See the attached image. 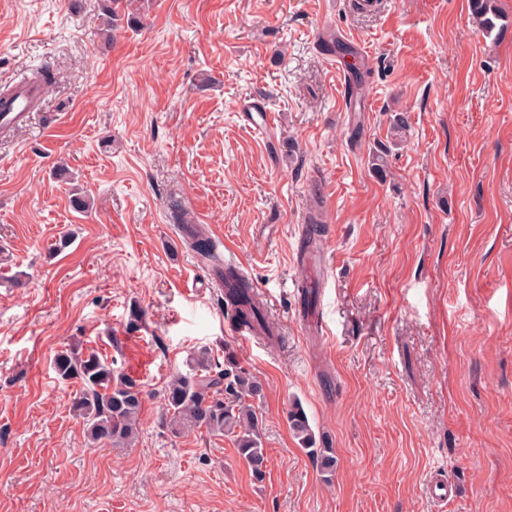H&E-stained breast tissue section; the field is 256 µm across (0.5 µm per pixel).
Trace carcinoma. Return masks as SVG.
Returning a JSON list of instances; mask_svg holds the SVG:
<instances>
[{
  "label": "carcinoma",
  "instance_id": "carcinoma-1",
  "mask_svg": "<svg viewBox=\"0 0 512 512\" xmlns=\"http://www.w3.org/2000/svg\"><path fill=\"white\" fill-rule=\"evenodd\" d=\"M109 3L106 25L111 28L122 20L128 3L127 0H109ZM469 7L479 20L484 37L498 40L504 35L508 24L497 0H469ZM224 303L233 309L237 322L270 327L248 284L240 283L230 289ZM52 368L60 380L80 384L73 410L83 419L89 441L108 443L115 448L134 444L145 399L144 385L139 378L114 368L113 362L94 351L85 353L74 348L59 351ZM263 397V385L233 352L225 351L220 363L203 348L191 359L190 371L174 376L166 385L163 392L166 422L176 435L197 428L233 437L253 479L261 482L266 476L267 457L256 402ZM288 423L316 465L333 474L337 465L335 450L317 442L300 403L291 405Z\"/></svg>",
  "mask_w": 512,
  "mask_h": 512
}]
</instances>
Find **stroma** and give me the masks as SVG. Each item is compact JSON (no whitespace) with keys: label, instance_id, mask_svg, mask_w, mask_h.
Listing matches in <instances>:
<instances>
[{"label":"stroma","instance_id":"stroma-1","mask_svg":"<svg viewBox=\"0 0 512 512\" xmlns=\"http://www.w3.org/2000/svg\"><path fill=\"white\" fill-rule=\"evenodd\" d=\"M498 4L493 40L469 0H137L140 28L109 35L106 0H0V85L42 63L56 77L26 127L0 129V512H512V0ZM246 97L272 134L244 126ZM315 210L325 271L306 300L290 255ZM192 220L234 246L276 339L235 335ZM70 347L142 380L134 446L88 442L80 387L52 368ZM202 347L232 348L264 387L263 481L232 437L166 427L161 394ZM295 402L336 451L331 481L289 428ZM438 473L445 502L427 493Z\"/></svg>","mask_w":512,"mask_h":512}]
</instances>
